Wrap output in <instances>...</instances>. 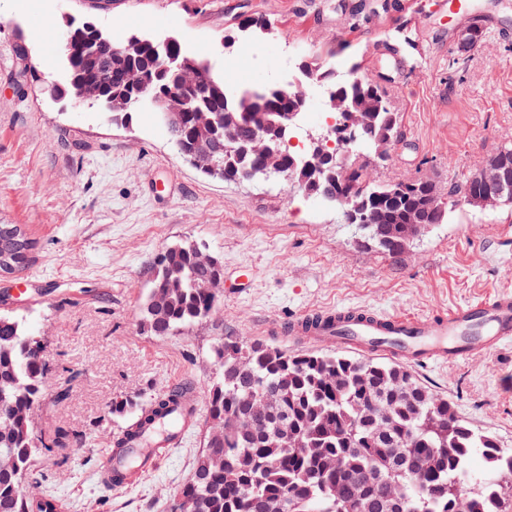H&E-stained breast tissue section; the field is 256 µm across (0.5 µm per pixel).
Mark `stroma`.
Wrapping results in <instances>:
<instances>
[{"mask_svg":"<svg viewBox=\"0 0 512 512\" xmlns=\"http://www.w3.org/2000/svg\"><path fill=\"white\" fill-rule=\"evenodd\" d=\"M242 15L272 27L225 47ZM68 16L117 41L133 30L176 35L236 87L297 79L304 63L380 83L398 116L389 156L349 157L379 183L422 179L444 191L512 145V0H0V224L20 225L34 243L0 294L12 292L11 311L42 340L32 467L64 512H171L203 450L206 408L155 472L114 489L103 458L134 415L114 414L112 403L211 384L220 376L212 350L225 337L336 353L339 345L276 327L338 306L428 317L512 291V205L451 199L444 223L390 255L336 204L285 180L203 174L154 111L123 123L77 98L51 100L47 85L65 78ZM474 23L485 40L467 51L458 34ZM183 241L222 258L223 294L209 318L155 338L141 307L157 258ZM411 372L512 451V342Z\"/></svg>","mask_w":512,"mask_h":512,"instance_id":"obj_1","label":"stroma"}]
</instances>
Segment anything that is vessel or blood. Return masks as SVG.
<instances>
[{"instance_id":"vessel-or-blood-1","label":"vessel or blood","mask_w":512,"mask_h":512,"mask_svg":"<svg viewBox=\"0 0 512 512\" xmlns=\"http://www.w3.org/2000/svg\"><path fill=\"white\" fill-rule=\"evenodd\" d=\"M286 330L295 336L326 339L417 365L457 361L512 341V292L503 291L434 317L380 314L364 308L307 312L290 321ZM186 431L185 424L170 418L165 439L159 447L147 449L143 461L136 466L129 463L130 452L110 450L104 481L117 488L137 484L158 468Z\"/></svg>"}]
</instances>
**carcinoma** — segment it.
Listing matches in <instances>:
<instances>
[{"label":"carcinoma","instance_id":"carcinoma-1","mask_svg":"<svg viewBox=\"0 0 512 512\" xmlns=\"http://www.w3.org/2000/svg\"><path fill=\"white\" fill-rule=\"evenodd\" d=\"M267 24L263 17L248 16L225 44L258 37ZM112 44L106 35L102 42L74 46L68 63L74 82L61 94L74 96L91 83L107 95H129L134 93L131 73L147 74L158 93L175 88L173 72L158 73L152 67L155 45H146L135 60L107 68L100 59ZM300 73L324 84L338 109L371 113L362 130L367 148L383 136L394 137L397 113L381 86L360 78L339 80L335 72L308 64ZM198 79L209 88L197 101L206 113L238 114L245 101L263 112H279L293 103L277 85L234 91L228 78L207 66L198 71ZM251 136L250 124L241 121L233 149L217 160L224 179L233 180L260 164L249 150ZM424 185L416 179L379 184L362 166L333 162L320 188L355 197L376 222L383 214L391 218L416 205ZM477 190L495 192L512 203V184L487 182L480 171L463 186L448 188V197ZM198 250V245L182 242L160 255L155 283L164 292V307L155 312L149 297L142 308V325L150 335L173 336L215 311L219 297L202 284L223 276L224 264L214 256L210 265H201ZM39 350L25 318L0 313V512H45L43 499L29 493L42 481L30 470L38 451L32 412L43 395L46 372ZM214 356L221 368L217 381L200 392L190 384L159 392L141 406L134 422V435L146 433L170 408L201 396L210 428L224 427L219 443L204 446L172 512H268L283 501L288 512H366V506L357 505L363 492L376 509L396 496L403 512H512V452L458 419L448 400L417 382L405 366L337 353L287 352L243 337L224 339ZM241 359L247 360L250 373L237 368ZM268 387L281 393L274 415L288 425L284 442L255 437L238 423L247 390ZM369 401L386 404L390 420L380 412L361 419L359 408ZM476 453L486 462L481 475L468 469ZM336 456L344 462L339 471L328 467ZM429 461L433 468L424 487L418 470Z\"/></svg>","mask_w":512,"mask_h":512}]
</instances>
